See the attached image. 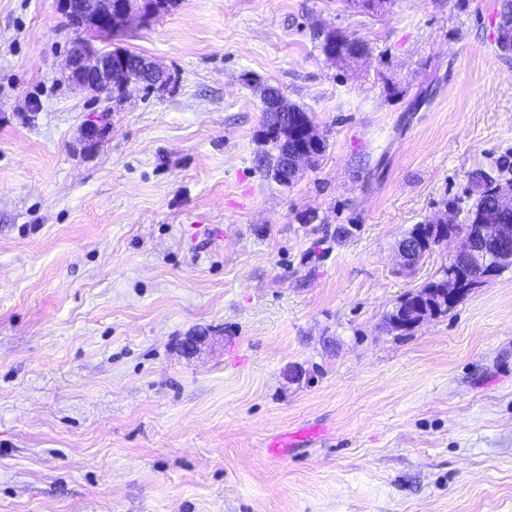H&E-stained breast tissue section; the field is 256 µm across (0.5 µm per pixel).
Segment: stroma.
<instances>
[{"instance_id": "1", "label": "stroma", "mask_w": 512, "mask_h": 512, "mask_svg": "<svg viewBox=\"0 0 512 512\" xmlns=\"http://www.w3.org/2000/svg\"><path fill=\"white\" fill-rule=\"evenodd\" d=\"M495 8L174 0L97 39L174 86L108 104L62 73L58 0H0V512H512V267L386 319L462 245L407 269L401 236L512 154ZM267 83L326 144L288 186ZM270 89H276L280 92L277 88H271L268 85H264L262 88H260V94H261V100H262V112L264 114L263 122H262V128L265 126H270L272 124L276 123H288V129L291 131L292 129L296 128V124L293 123L292 119H294L296 116L300 120L301 124H306L308 122L313 123L309 113L304 110L302 107L288 103V110L286 112H278V113H272L268 111V108L266 106L267 104V93ZM282 98L285 99L282 92ZM286 100V99H285ZM281 113H284L287 115L286 118L281 117Z\"/></svg>"}]
</instances>
